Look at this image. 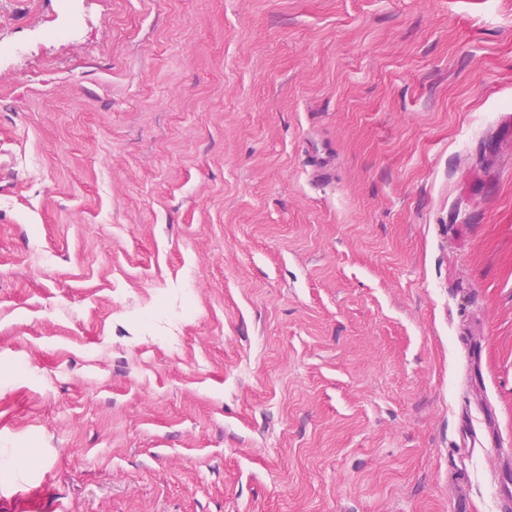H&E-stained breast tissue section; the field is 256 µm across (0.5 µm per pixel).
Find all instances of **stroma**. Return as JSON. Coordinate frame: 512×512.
Instances as JSON below:
<instances>
[{
    "label": "stroma",
    "mask_w": 512,
    "mask_h": 512,
    "mask_svg": "<svg viewBox=\"0 0 512 512\" xmlns=\"http://www.w3.org/2000/svg\"><path fill=\"white\" fill-rule=\"evenodd\" d=\"M63 22L0 0V512H496L512 0ZM475 442V436L465 432V435L460 439V443L457 444V448L451 449V458L449 459V467H451V470L458 472V469H462L464 462L474 452V448L470 447H474Z\"/></svg>",
    "instance_id": "35a3bbf8"
}]
</instances>
